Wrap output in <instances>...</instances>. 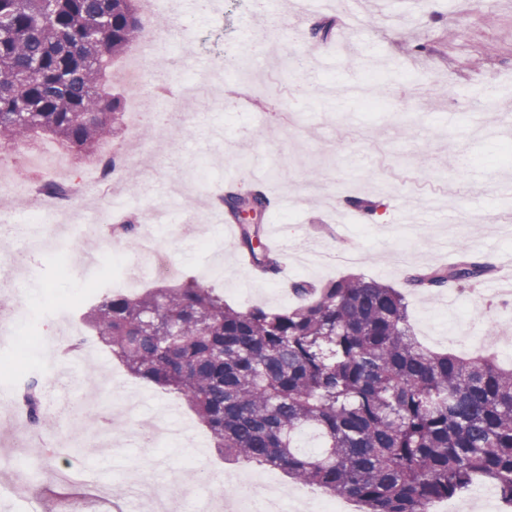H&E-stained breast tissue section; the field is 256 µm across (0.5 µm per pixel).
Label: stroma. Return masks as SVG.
I'll list each match as a JSON object with an SVG mask.
<instances>
[{
	"label": "stroma",
	"instance_id": "obj_1",
	"mask_svg": "<svg viewBox=\"0 0 512 512\" xmlns=\"http://www.w3.org/2000/svg\"><path fill=\"white\" fill-rule=\"evenodd\" d=\"M212 13H157L158 43L171 53L163 81L147 56L148 97L168 109L170 128L140 127L129 136V168L138 184L125 189V211L145 204L167 208L158 237L180 279H144L140 287L174 288L195 278L218 288L226 303L247 309L286 306L296 276L325 282L353 275L403 288L408 270L445 266L468 253L492 262L484 285L452 293H407L416 338L435 351L466 354L468 337L494 331L512 337V293L499 283L512 272V164L501 149L512 143V0H333L297 12L277 0L273 20L256 16L252 0H212ZM358 28L345 48L312 39L331 19ZM232 56L248 59V76L220 68L218 93L235 108L182 99L178 89L191 64ZM301 58L305 66L293 71ZM206 175L217 184L266 185L275 207L262 233L283 246V269L274 281L242 264L223 224L186 228V208L208 210L189 193L174 199L171 179ZM433 198L441 208L464 212L460 223L400 224L403 208ZM379 201L376 215L336 212L351 199ZM51 242L67 244L65 265L53 250L31 253L26 267L0 277V318L24 334L31 314H43L40 333L18 351L0 348V409L13 407L25 356L43 385L46 412L38 429L44 445L34 454L8 449L0 455L14 472L28 475L21 494H0V512H136L151 500L188 503L195 463L223 473L227 466L207 428L182 399L130 375L85 325L90 299L76 292L82 276L120 274L114 251L134 258L132 239L107 238L105 227L76 238L67 226L49 229ZM352 252L356 261L325 265L319 255ZM36 295H28L30 285ZM84 345L70 351L75 337ZM179 432L175 442L140 447L137 438L158 423Z\"/></svg>",
	"mask_w": 512,
	"mask_h": 512
}]
</instances>
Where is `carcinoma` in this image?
I'll list each match as a JSON object with an SVG mask.
<instances>
[{"label": "carcinoma", "mask_w": 512, "mask_h": 512, "mask_svg": "<svg viewBox=\"0 0 512 512\" xmlns=\"http://www.w3.org/2000/svg\"><path fill=\"white\" fill-rule=\"evenodd\" d=\"M139 2L0 0V145L38 134L96 156L121 115L103 78L111 59L136 47ZM220 202L253 270L281 272L261 225L242 217L271 210L264 187L243 195L230 184ZM492 272L463 255L408 272L405 286L462 289ZM290 291L297 304L289 309L237 310L192 281L107 294L84 320L133 376L186 401L229 463L280 469L362 512H427L479 478L512 507V369L423 347L405 295L376 279H301ZM19 395L40 425L39 379L23 377ZM307 428L321 438L315 454L297 444Z\"/></svg>", "instance_id": "carcinoma-1"}]
</instances>
